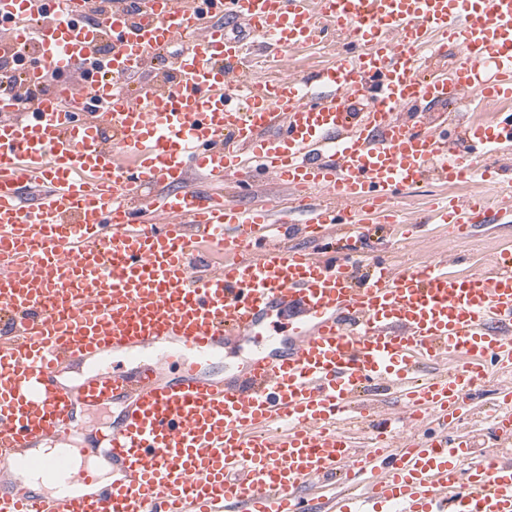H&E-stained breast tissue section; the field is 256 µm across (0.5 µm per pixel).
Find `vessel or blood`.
<instances>
[{
  "label": "vessel or blood",
  "instance_id": "1",
  "mask_svg": "<svg viewBox=\"0 0 512 512\" xmlns=\"http://www.w3.org/2000/svg\"><path fill=\"white\" fill-rule=\"evenodd\" d=\"M88 14L89 0H0V55L38 57L0 95V512H512V392L455 430L512 370V258L464 277L453 259L366 253L375 225L413 234L404 187L475 180L512 148L511 112L473 126L443 110L512 97V0ZM330 28L357 50L313 81L250 71L256 47ZM451 43L456 68L424 72ZM174 44L171 78L142 79ZM54 60L74 78L47 90ZM255 173L292 197L232 204L225 182ZM496 220L480 197L423 218L459 235ZM247 344L223 379L204 373ZM123 353L130 367L108 363ZM94 358L83 383L60 382ZM79 404L119 409L95 433L111 481L71 441Z\"/></svg>",
  "mask_w": 512,
  "mask_h": 512
}]
</instances>
